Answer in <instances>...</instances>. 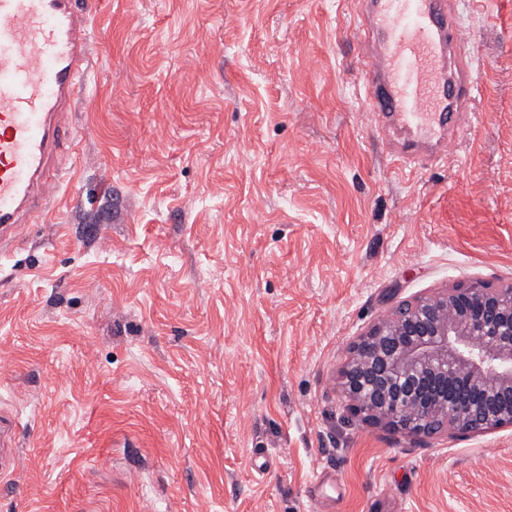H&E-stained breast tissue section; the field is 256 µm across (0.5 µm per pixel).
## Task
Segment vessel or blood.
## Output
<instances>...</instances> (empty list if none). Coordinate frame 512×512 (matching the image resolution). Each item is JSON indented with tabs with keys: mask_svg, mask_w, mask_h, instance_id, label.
I'll use <instances>...</instances> for the list:
<instances>
[{
	"mask_svg": "<svg viewBox=\"0 0 512 512\" xmlns=\"http://www.w3.org/2000/svg\"><path fill=\"white\" fill-rule=\"evenodd\" d=\"M363 102L400 160H443L470 113L471 44L454 0H355ZM91 16L78 0H0V233L45 218L56 157L91 67Z\"/></svg>",
	"mask_w": 512,
	"mask_h": 512,
	"instance_id": "b4317fda",
	"label": "vessel or blood"
}]
</instances>
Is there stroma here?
<instances>
[{
  "label": "stroma",
  "instance_id": "stroma-1",
  "mask_svg": "<svg viewBox=\"0 0 512 512\" xmlns=\"http://www.w3.org/2000/svg\"><path fill=\"white\" fill-rule=\"evenodd\" d=\"M94 70L45 229L0 253V512H512V428L349 420L399 301L512 282V0L448 160L395 161L353 0H83Z\"/></svg>",
  "mask_w": 512,
  "mask_h": 512
}]
</instances>
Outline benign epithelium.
I'll return each instance as SVG.
<instances>
[{"label":"benign epithelium","instance_id":"7a95c632","mask_svg":"<svg viewBox=\"0 0 512 512\" xmlns=\"http://www.w3.org/2000/svg\"><path fill=\"white\" fill-rule=\"evenodd\" d=\"M339 384L353 418L411 438L512 427V284L400 301L353 341Z\"/></svg>","mask_w":512,"mask_h":512}]
</instances>
